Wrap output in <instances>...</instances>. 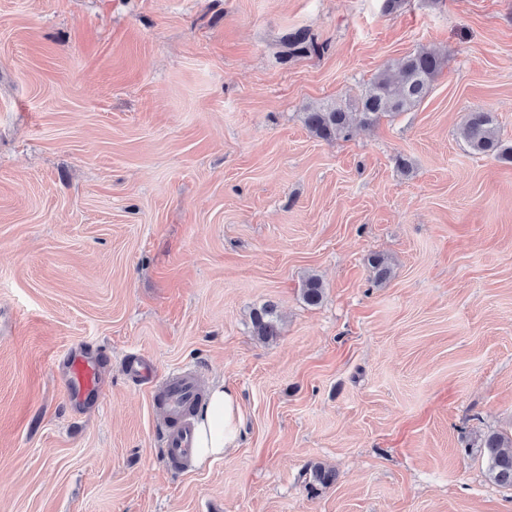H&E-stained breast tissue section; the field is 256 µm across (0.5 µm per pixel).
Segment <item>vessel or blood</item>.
<instances>
[{"mask_svg": "<svg viewBox=\"0 0 512 512\" xmlns=\"http://www.w3.org/2000/svg\"><path fill=\"white\" fill-rule=\"evenodd\" d=\"M67 372L72 395L99 391L100 374L94 361L77 355L70 356ZM138 373L144 381L160 384L154 396L158 405L164 408L169 423L163 438L164 455L169 466H177L190 457L194 449L195 433L187 421V415L201 399L202 389L195 373L185 369L173 370L161 376L152 363L145 361L141 363Z\"/></svg>", "mask_w": 512, "mask_h": 512, "instance_id": "1", "label": "vessel or blood"}]
</instances>
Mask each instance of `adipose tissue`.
I'll use <instances>...</instances> for the list:
<instances>
[{"label":"adipose tissue","instance_id":"adipose-tissue-1","mask_svg":"<svg viewBox=\"0 0 512 512\" xmlns=\"http://www.w3.org/2000/svg\"><path fill=\"white\" fill-rule=\"evenodd\" d=\"M242 424L243 414L235 390L221 382L213 383L208 401L196 418L195 465H204L236 448Z\"/></svg>","mask_w":512,"mask_h":512}]
</instances>
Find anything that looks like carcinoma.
Returning a JSON list of instances; mask_svg holds the SVG:
<instances>
[{
    "mask_svg": "<svg viewBox=\"0 0 512 512\" xmlns=\"http://www.w3.org/2000/svg\"><path fill=\"white\" fill-rule=\"evenodd\" d=\"M444 59L426 48L397 60L393 67L380 71L365 89L355 111L341 105L320 107L304 113V124L317 138L325 141L350 135L352 115L358 114L361 123L372 125L383 116H396L415 108L427 95L432 83L442 72ZM462 136L470 149L491 155L501 162L512 163V146H506L497 134L494 113H468ZM302 296L310 305L323 297L321 281L311 276L303 284ZM253 333L264 342L281 335L275 306L266 304L253 314ZM489 478L496 484L512 488V434L491 433L484 439Z\"/></svg>",
    "mask_w": 512,
    "mask_h": 512,
    "instance_id": "1",
    "label": "carcinoma"
}]
</instances>
